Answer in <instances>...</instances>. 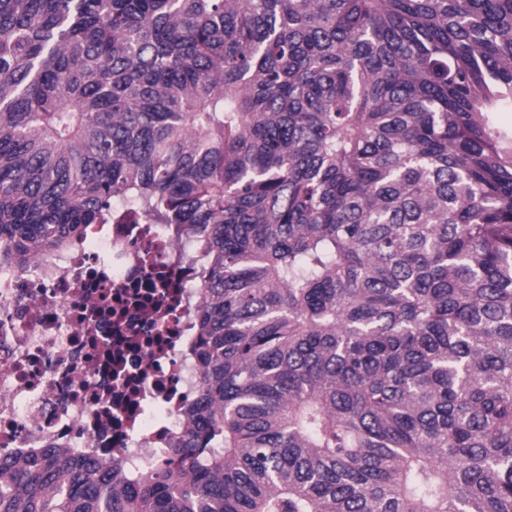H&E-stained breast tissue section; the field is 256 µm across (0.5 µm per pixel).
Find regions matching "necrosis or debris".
Returning a JSON list of instances; mask_svg holds the SVG:
<instances>
[{
	"mask_svg": "<svg viewBox=\"0 0 512 512\" xmlns=\"http://www.w3.org/2000/svg\"><path fill=\"white\" fill-rule=\"evenodd\" d=\"M201 258L184 224H90L0 269V455L54 447L136 474L197 393Z\"/></svg>",
	"mask_w": 512,
	"mask_h": 512,
	"instance_id": "1",
	"label": "necrosis or debris"
}]
</instances>
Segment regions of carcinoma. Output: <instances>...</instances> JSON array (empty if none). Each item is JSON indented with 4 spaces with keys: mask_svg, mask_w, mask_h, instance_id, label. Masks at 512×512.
<instances>
[{
    "mask_svg": "<svg viewBox=\"0 0 512 512\" xmlns=\"http://www.w3.org/2000/svg\"><path fill=\"white\" fill-rule=\"evenodd\" d=\"M507 108L512 0H0V266L118 201L204 256L178 447L0 512H512Z\"/></svg>",
    "mask_w": 512,
    "mask_h": 512,
    "instance_id": "cac0c4a2",
    "label": "carcinoma"
}]
</instances>
